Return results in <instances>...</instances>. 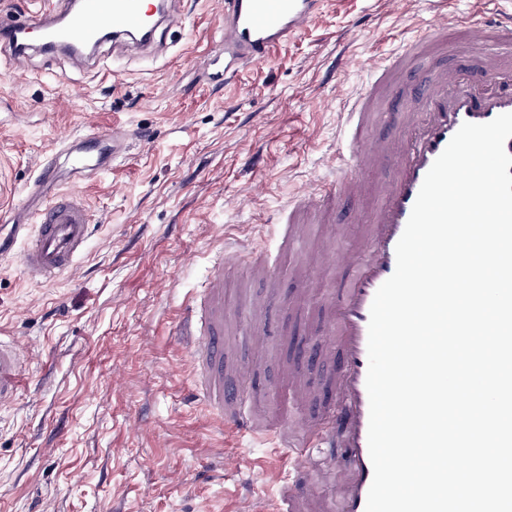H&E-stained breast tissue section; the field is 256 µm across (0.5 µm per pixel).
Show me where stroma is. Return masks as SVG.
Listing matches in <instances>:
<instances>
[{
  "instance_id": "35a3bbf8",
  "label": "stroma",
  "mask_w": 512,
  "mask_h": 512,
  "mask_svg": "<svg viewBox=\"0 0 512 512\" xmlns=\"http://www.w3.org/2000/svg\"><path fill=\"white\" fill-rule=\"evenodd\" d=\"M433 0H326L302 34L224 79V0H183L182 28L164 30L158 58L94 59L31 51L13 70L0 53V209L36 223L35 189L54 192L62 134L134 130L125 154L81 184L89 240L55 280L0 259V336L26 352L27 383L0 406V512H234L273 500L277 484L252 463L265 443L214 423L185 360L177 321L228 239L255 230L307 189L337 145L340 112L364 69L418 33ZM352 67L336 70L338 52ZM366 201L345 202L304 227L305 250L280 254L268 279L224 270V348L254 362L240 400L257 416L306 414L328 399L321 349L341 277L327 258L360 241ZM263 339L238 319L261 298Z\"/></svg>"
}]
</instances>
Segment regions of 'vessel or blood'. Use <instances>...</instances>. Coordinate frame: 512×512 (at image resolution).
I'll use <instances>...</instances> for the list:
<instances>
[{
    "mask_svg": "<svg viewBox=\"0 0 512 512\" xmlns=\"http://www.w3.org/2000/svg\"><path fill=\"white\" fill-rule=\"evenodd\" d=\"M319 0H224V56L229 64L259 62L278 46L310 26ZM185 16L177 0L163 11L144 8L142 0H82L72 8L58 0L54 12L30 9L19 22L0 13V43L10 49L14 69L28 57L23 38L38 35L39 48L56 44L68 49L92 44L103 27L114 42L139 33L135 49L157 54V33L181 26ZM470 45L476 70L444 62L427 66L449 36ZM512 112V14L492 20L475 15L449 17L436 9L423 30L401 49L374 62L365 85L344 107L339 145L324 162V172L300 200L281 210L271 247L288 248L299 225L326 214L339 201L366 193L365 173H382L374 186L375 202L365 242L336 260L344 270L336 306L327 329L334 353L330 371L332 402L317 417H296L265 426L239 406L236 390L224 380V265L216 263L199 302L181 313L180 333L189 339L187 361L213 420L239 438L262 436L284 456L290 477L280 484L272 503L248 500L239 512H300L303 493L315 476L331 472L330 507L317 512H365L373 480L368 449V326L379 287L394 273L395 248L411 214L424 177L463 123H486ZM393 126L395 133L377 138L370 129ZM132 130L112 128L102 140L100 156L86 150L83 136L61 138V155L69 166V189L41 210L36 227L14 224L0 237V253L23 244L21 265L31 278L50 281L70 268L90 236L88 212L79 178L121 157ZM24 355L13 340L0 338V405L14 401L22 384Z\"/></svg>",
    "mask_w": 512,
    "mask_h": 512,
    "instance_id": "b4317fda",
    "label": "vessel or blood"
}]
</instances>
